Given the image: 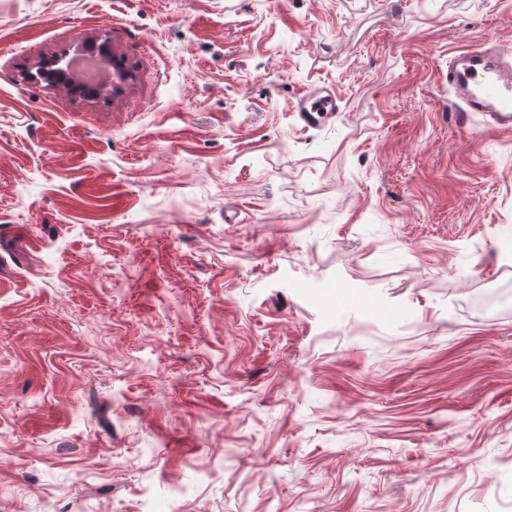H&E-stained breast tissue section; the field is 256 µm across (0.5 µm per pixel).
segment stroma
Wrapping results in <instances>:
<instances>
[{"label": "stroma", "instance_id": "1", "mask_svg": "<svg viewBox=\"0 0 512 512\" xmlns=\"http://www.w3.org/2000/svg\"><path fill=\"white\" fill-rule=\"evenodd\" d=\"M82 41L100 95L33 79ZM484 44L512 0H0V512H512ZM511 51L457 54L448 65V87L457 112H482L497 125L512 127ZM335 107V98L327 90H305L299 94L296 102V110L300 113V117L307 125L315 124L318 120L314 114L333 112Z\"/></svg>", "mask_w": 512, "mask_h": 512}]
</instances>
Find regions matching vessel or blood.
Returning a JSON list of instances; mask_svg holds the SVG:
<instances>
[{
    "mask_svg": "<svg viewBox=\"0 0 512 512\" xmlns=\"http://www.w3.org/2000/svg\"><path fill=\"white\" fill-rule=\"evenodd\" d=\"M448 86L465 112H482L495 124L512 127V57L507 52L470 50L457 54L448 65ZM336 107L331 93L303 91L296 110L306 124L320 112Z\"/></svg>",
    "mask_w": 512,
    "mask_h": 512,
    "instance_id": "obj_1",
    "label": "vessel or blood"
}]
</instances>
